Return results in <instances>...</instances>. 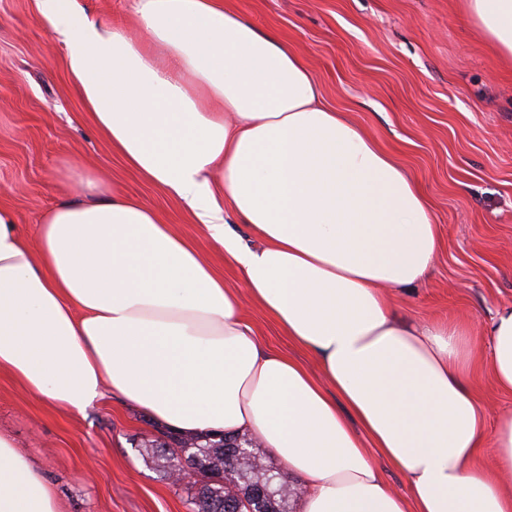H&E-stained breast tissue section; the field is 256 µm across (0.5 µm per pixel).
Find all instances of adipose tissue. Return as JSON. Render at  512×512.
<instances>
[{"mask_svg": "<svg viewBox=\"0 0 512 512\" xmlns=\"http://www.w3.org/2000/svg\"><path fill=\"white\" fill-rule=\"evenodd\" d=\"M463 9L512 63V0ZM39 10L98 135L182 203L241 286L96 179L46 210L32 242L0 206V370L78 414L109 389L178 433L248 436L302 479L303 512H512V415L487 429L467 383L470 325L408 323L386 299L431 270L429 204L393 156L322 105L288 43L223 0H136L140 40L75 0ZM246 297L317 357L323 380L258 344ZM485 334L493 380L512 393V307ZM488 445L492 463L479 465ZM0 512H61L1 433ZM371 460L373 464L383 472L387 482L389 483L393 491L400 495L407 494V479L401 471L394 468L385 457H383L373 448L371 451Z\"/></svg>", "mask_w": 512, "mask_h": 512, "instance_id": "ef3b65f1", "label": "adipose tissue"}]
</instances>
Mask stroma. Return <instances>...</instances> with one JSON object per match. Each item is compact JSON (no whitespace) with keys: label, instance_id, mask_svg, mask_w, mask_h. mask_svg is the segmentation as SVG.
<instances>
[{"label":"stroma","instance_id":"stroma-1","mask_svg":"<svg viewBox=\"0 0 512 512\" xmlns=\"http://www.w3.org/2000/svg\"><path fill=\"white\" fill-rule=\"evenodd\" d=\"M460 0H228L288 41L326 104L352 120L414 176L431 203L441 248L428 277L389 293L405 321H472L481 356L470 383L492 416L512 414L497 390L481 330L512 306V66L501 63ZM84 12L137 39L135 0H76ZM64 46L35 0H0V205L27 239L61 199L70 159L151 205L237 287L182 205L129 170L94 131L72 92ZM244 308L267 349L320 375L318 360L252 303ZM145 414L106 396L85 414L30 397L0 371V433L54 488L62 512H189L184 488L144 463L138 442L158 436Z\"/></svg>","mask_w":512,"mask_h":512}]
</instances>
